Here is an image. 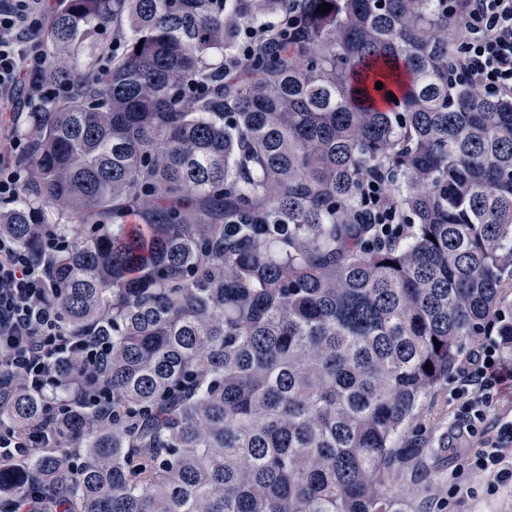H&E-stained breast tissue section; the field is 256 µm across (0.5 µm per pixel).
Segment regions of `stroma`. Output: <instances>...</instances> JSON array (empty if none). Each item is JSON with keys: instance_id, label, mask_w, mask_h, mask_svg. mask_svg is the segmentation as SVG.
Wrapping results in <instances>:
<instances>
[{"instance_id": "35a3bbf8", "label": "stroma", "mask_w": 512, "mask_h": 512, "mask_svg": "<svg viewBox=\"0 0 512 512\" xmlns=\"http://www.w3.org/2000/svg\"><path fill=\"white\" fill-rule=\"evenodd\" d=\"M498 378L493 394V408L484 422L476 424L473 432H466L461 422L466 416V405L458 398L456 380H449L447 405H435L434 414L443 415V431L448 434L447 449L429 448L425 455L436 464L434 480H417L410 475L399 476L395 489L402 494L412 512H426L437 494L439 485L453 490L448 497L446 512H512V485L489 491V472L476 468L470 460V451L479 447L487 437L495 436L500 425L512 422V371L497 365Z\"/></svg>"}]
</instances>
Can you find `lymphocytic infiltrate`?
Returning <instances> with one entry per match:
<instances>
[{"label":"lymphocytic infiltrate","mask_w":512,"mask_h":512,"mask_svg":"<svg viewBox=\"0 0 512 512\" xmlns=\"http://www.w3.org/2000/svg\"><path fill=\"white\" fill-rule=\"evenodd\" d=\"M47 21L43 0H0V105L22 93L23 76H31L28 99L50 101L70 93L68 84L44 78L45 56L33 36ZM461 65L480 91L512 96V0H469L461 36ZM20 113L10 126H0V200L18 196L28 171L22 165L29 142L18 129ZM79 353L86 366L102 367L112 352L107 329L91 336L69 332L51 299L46 265L0 234V393L11 390L13 375H22L29 389L44 387L54 362ZM501 359L498 345L479 347L461 373L458 395L468 397L474 419L487 416L495 387L494 365ZM59 414L25 432L0 431V460L23 458L46 447L57 434ZM512 440V424L500 427L486 447L473 449L471 458L481 470L494 474L499 485L512 484V464H505L501 442Z\"/></svg>","instance_id":"1"}]
</instances>
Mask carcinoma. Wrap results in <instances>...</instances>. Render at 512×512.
<instances>
[{"mask_svg": "<svg viewBox=\"0 0 512 512\" xmlns=\"http://www.w3.org/2000/svg\"><path fill=\"white\" fill-rule=\"evenodd\" d=\"M465 3L63 0L46 73L73 91L35 102L0 231L36 256L67 236L54 300L74 335L110 331L112 417L72 407L0 487L68 512H407L425 404L479 337L512 358V97L460 74ZM109 26L99 72L77 49ZM81 373L15 381L0 429Z\"/></svg>", "mask_w": 512, "mask_h": 512, "instance_id": "carcinoma-1", "label": "carcinoma"}]
</instances>
